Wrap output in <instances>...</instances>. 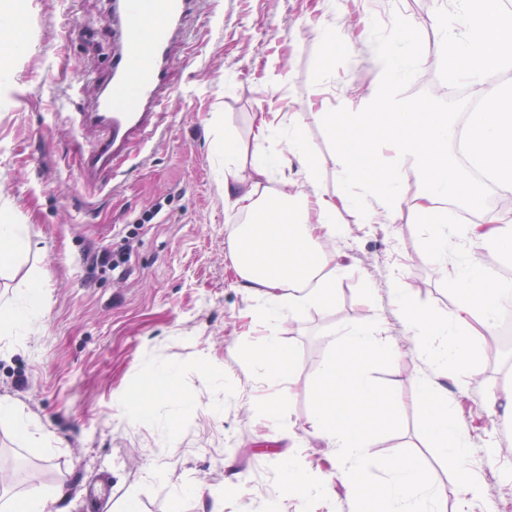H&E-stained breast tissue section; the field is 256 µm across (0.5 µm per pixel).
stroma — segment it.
I'll return each mask as SVG.
<instances>
[{"label": "stroma", "instance_id": "1", "mask_svg": "<svg viewBox=\"0 0 512 512\" xmlns=\"http://www.w3.org/2000/svg\"><path fill=\"white\" fill-rule=\"evenodd\" d=\"M220 3L214 22L202 0L172 68L169 126L149 143L146 161L126 165L117 186L92 189L69 171L86 147L72 121L96 95L112 56L108 0H0V17L14 22L19 45L0 49V224L26 227L12 268L0 274V305L18 301L34 277L45 294L27 337H0V400L52 439L51 447L36 446L0 421V498L36 479L68 490L50 512H122L131 497L139 512H211L209 491L231 486L223 512H258L276 492L277 455L301 453L331 472L332 449L307 425L312 379L333 329L373 313L398 349L392 366L374 377L395 389L403 426L378 438L372 452L411 450L436 484H451L422 409L429 368L392 301L401 280L436 314L455 307L447 278L424 254L423 224L407 211L395 224H362L341 212L343 238L323 246L345 266L335 304L270 325L255 314L260 300L238 286L228 240L245 217L225 212L215 178L225 132L237 136L248 178L256 151L281 148L256 141L255 113L299 111L320 163L318 184L340 192L337 148L316 111L367 98L378 69L363 42L328 52L319 23L343 30L365 17L386 26L397 14L409 20L423 39L420 71L407 89L415 95L434 89L441 49L433 19L448 0H392L386 15L366 0H342L326 16L318 0ZM320 71L332 80L324 93L315 84ZM126 239L132 250L124 275L88 274L94 253ZM269 335L292 358L290 375L272 388L257 381L247 356ZM495 342L482 341L479 371L455 399L464 417L476 415L491 384L512 385V353L493 355ZM157 366L175 369L167 389L191 396V407L157 397ZM269 400L280 412L276 428L263 420ZM143 409L152 422L136 419ZM163 443L170 452L156 457ZM470 445L485 474L473 512L494 501L512 512V423L482 420ZM177 485L190 493L175 496Z\"/></svg>", "mask_w": 512, "mask_h": 512}]
</instances>
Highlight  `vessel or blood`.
<instances>
[{"label": "vessel or blood", "instance_id": "obj_1", "mask_svg": "<svg viewBox=\"0 0 512 512\" xmlns=\"http://www.w3.org/2000/svg\"><path fill=\"white\" fill-rule=\"evenodd\" d=\"M200 0H119L113 14L116 48L89 111L77 113L75 131L90 142L75 161L88 188L119 171L164 124L172 92L171 69Z\"/></svg>", "mask_w": 512, "mask_h": 512}]
</instances>
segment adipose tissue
<instances>
[{"label":"adipose tissue","instance_id":"1","mask_svg":"<svg viewBox=\"0 0 512 512\" xmlns=\"http://www.w3.org/2000/svg\"><path fill=\"white\" fill-rule=\"evenodd\" d=\"M362 36L374 45L380 70L368 99L321 118L328 136L338 146L339 173L344 189L329 193L316 188L299 191L300 181H314L318 162L309 153L301 113L280 118L275 112L255 117V137L284 141L286 151L254 157L255 181H246L238 168V143L224 135V207L247 214L249 223L236 225L230 255L242 288L263 298L262 316L273 324L300 320L309 310L328 308L336 299V281L343 264L320 265L325 242L340 239V211L357 213L360 223H396L403 210L413 211L429 231L424 253L431 263L447 269L457 304L447 317L420 305L406 284L393 291L397 312L410 331L415 352L433 370L422 382L423 411L433 442L453 472V492L461 512H470L481 498L482 474L468 462L471 423L462 418L448 397L442 380L455 374L459 393H466V378L477 373V332H493L503 305L512 302V280L496 278L485 256L512 248V215L484 212L480 224L462 227L448 223L440 208L451 198L468 208H479L482 188L447 162L448 137L453 120L446 109L428 99L407 100L399 90L416 64V35L407 27L393 35L376 34L363 23ZM423 176L426 188L408 195L401 177L404 164ZM276 183L271 196L259 195L260 182ZM459 250L449 262L450 250ZM44 307L43 290L32 282L21 301L0 312V333L22 337ZM252 365L259 377L276 385L292 362L276 336H267L254 350Z\"/></svg>","mask_w":512,"mask_h":512}]
</instances>
